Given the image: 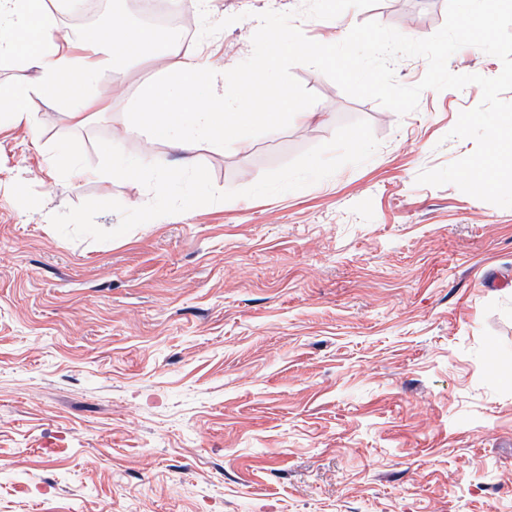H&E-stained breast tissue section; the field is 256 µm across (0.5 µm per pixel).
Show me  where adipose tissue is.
<instances>
[{"label":"adipose tissue","mask_w":512,"mask_h":512,"mask_svg":"<svg viewBox=\"0 0 512 512\" xmlns=\"http://www.w3.org/2000/svg\"><path fill=\"white\" fill-rule=\"evenodd\" d=\"M75 0H0V62H20L37 74L34 84L0 85V115L10 127L32 129V97L70 103L67 118L73 126L86 125L108 110V97L93 88L104 72H125L129 63L153 64L128 115V131L147 143H163L182 157L184 170L195 168L201 144L228 143L236 150L248 147L241 129L263 121L271 129L282 126L284 108L293 97L285 87L271 88L277 61L288 56L295 65L325 60V53L300 50L277 42L253 76H236L235 105L224 102L211 83V71L197 55L155 49V35L132 27L119 13L105 25L80 36L57 39L56 12L72 8ZM268 92L258 93L260 84Z\"/></svg>","instance_id":"obj_1"}]
</instances>
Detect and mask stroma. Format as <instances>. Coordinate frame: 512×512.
I'll list each match as a JSON object with an SVG mask.
<instances>
[{
  "label": "stroma",
  "mask_w": 512,
  "mask_h": 512,
  "mask_svg": "<svg viewBox=\"0 0 512 512\" xmlns=\"http://www.w3.org/2000/svg\"><path fill=\"white\" fill-rule=\"evenodd\" d=\"M306 2L184 6L196 30L237 18L189 50L219 79L267 10L331 44L369 20L429 37L447 4L323 20ZM150 75L104 74L111 107L86 127L36 96L40 139L0 132V512H512V208L416 182L474 151L449 132L480 87L425 90L401 116L281 63L288 121L245 128V153L202 146L214 187H250L356 120L379 143L368 161L110 241L62 237L51 215L85 200H151L46 173L64 136L92 168L100 138L141 156L124 120Z\"/></svg>",
  "instance_id": "1"
}]
</instances>
